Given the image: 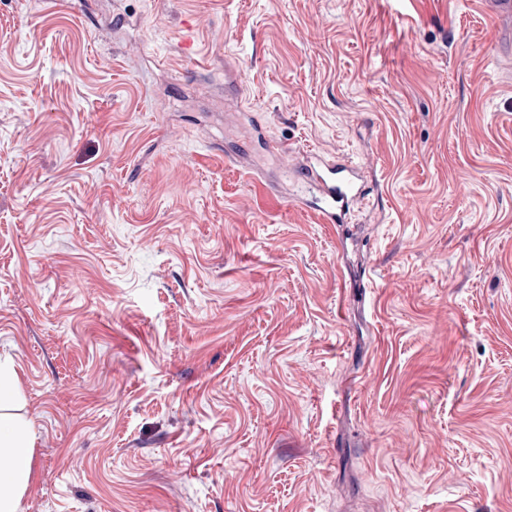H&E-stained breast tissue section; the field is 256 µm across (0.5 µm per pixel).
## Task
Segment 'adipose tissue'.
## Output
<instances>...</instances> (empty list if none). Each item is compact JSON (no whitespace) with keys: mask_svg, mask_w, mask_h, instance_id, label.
Returning a JSON list of instances; mask_svg holds the SVG:
<instances>
[{"mask_svg":"<svg viewBox=\"0 0 512 512\" xmlns=\"http://www.w3.org/2000/svg\"><path fill=\"white\" fill-rule=\"evenodd\" d=\"M21 398L13 363L0 359V512H18L34 481L35 436L30 421L16 410Z\"/></svg>","mask_w":512,"mask_h":512,"instance_id":"1","label":"adipose tissue"}]
</instances>
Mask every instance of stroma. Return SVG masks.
Segmentation results:
<instances>
[{
  "label": "stroma",
  "mask_w": 512,
  "mask_h": 512,
  "mask_svg": "<svg viewBox=\"0 0 512 512\" xmlns=\"http://www.w3.org/2000/svg\"><path fill=\"white\" fill-rule=\"evenodd\" d=\"M498 34L477 0H0L18 512H512ZM299 152L358 165L346 223L294 205Z\"/></svg>",
  "instance_id": "35a3bbf8"
}]
</instances>
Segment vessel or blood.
Returning <instances> with one entry per match:
<instances>
[{
	"label": "vessel or blood",
	"mask_w": 512,
	"mask_h": 512,
	"mask_svg": "<svg viewBox=\"0 0 512 512\" xmlns=\"http://www.w3.org/2000/svg\"><path fill=\"white\" fill-rule=\"evenodd\" d=\"M293 170L303 188L296 204L316 211L325 224L342 223L355 199L364 193L358 167L346 159L308 152L296 157Z\"/></svg>",
	"instance_id": "obj_1"
}]
</instances>
